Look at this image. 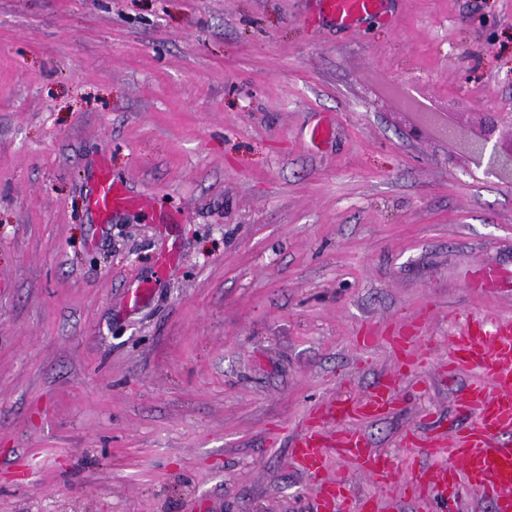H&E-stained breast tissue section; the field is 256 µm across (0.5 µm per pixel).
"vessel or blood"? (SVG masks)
<instances>
[{"label":"vessel or blood","mask_w":512,"mask_h":512,"mask_svg":"<svg viewBox=\"0 0 512 512\" xmlns=\"http://www.w3.org/2000/svg\"><path fill=\"white\" fill-rule=\"evenodd\" d=\"M320 16L336 28L353 30L363 22L389 13V0H318ZM91 205L101 219L133 207H147L146 199L129 195L122 184L115 182L107 170H99L92 190ZM419 322L392 333L391 347L399 354L402 365L413 366L415 351L422 342ZM449 345L448 375L476 367L487 376L460 390L456 402L475 411L474 424L462 434L453 450V463L430 467L413 462L402 487L405 498L419 499L425 490L436 497L454 500L466 487L482 489L492 500L494 512H512V448L502 446L501 436L512 434V320L499 321L494 327L477 317L468 319L453 336ZM395 404L385 381L377 383L362 396L346 397L329 402L327 417L340 427L328 437L312 428H304L292 443V458L299 469L320 482L324 500L336 512H372L373 499L352 495L345 481L324 476L329 454L352 460L370 475L379 487L389 483L393 464L384 454L371 447L360 428L351 426L350 418L372 419L390 413Z\"/></svg>","instance_id":"vessel-or-blood-1"}]
</instances>
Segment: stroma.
<instances>
[{
	"label": "stroma",
	"instance_id": "obj_1",
	"mask_svg": "<svg viewBox=\"0 0 512 512\" xmlns=\"http://www.w3.org/2000/svg\"><path fill=\"white\" fill-rule=\"evenodd\" d=\"M390 10L0 0V512H325L291 444L381 376L396 405L359 427L395 478L412 431L451 460L483 375H444L448 339L512 318V175L470 148L512 113V0ZM102 164L152 213L98 220ZM415 319L431 350L401 371L387 336ZM325 473L374 512H445ZM320 16L336 28L354 30L375 17H389V0H318Z\"/></svg>",
	"mask_w": 512,
	"mask_h": 512
}]
</instances>
